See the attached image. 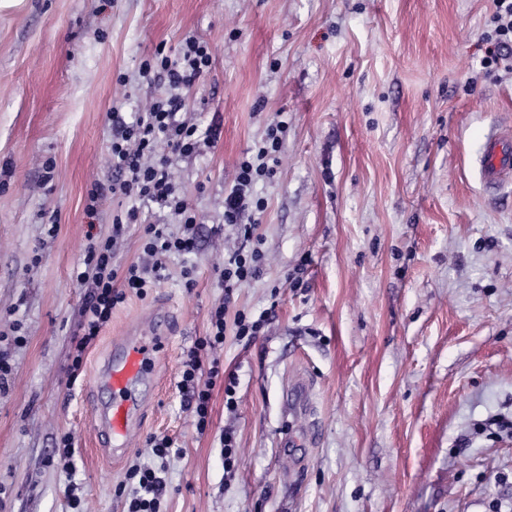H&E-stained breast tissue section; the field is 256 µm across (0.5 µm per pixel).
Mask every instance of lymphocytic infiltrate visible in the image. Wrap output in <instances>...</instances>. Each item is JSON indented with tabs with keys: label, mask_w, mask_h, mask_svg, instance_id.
I'll list each match as a JSON object with an SVG mask.
<instances>
[{
	"label": "lymphocytic infiltrate",
	"mask_w": 512,
	"mask_h": 512,
	"mask_svg": "<svg viewBox=\"0 0 512 512\" xmlns=\"http://www.w3.org/2000/svg\"><path fill=\"white\" fill-rule=\"evenodd\" d=\"M493 3L495 36L488 41L485 57L489 66L512 60V0ZM212 63L209 44L194 37L186 38L174 56L164 46H157L153 54L141 60L139 73L157 83L158 91L133 118H126L116 107L108 114L112 122V181L107 185L93 184L86 198L85 214L89 220H96L102 200L109 195L124 199L127 206L113 214L110 236L90 239L82 267L76 272L78 283L88 293L82 309V334L74 345L68 368L69 383H76L82 374L85 352L111 320L113 309L125 301L128 293L142 296L147 289L156 287L170 255L187 254L196 247V214L171 166L173 158L193 156L202 140L216 138L212 131L204 137L199 135L185 98L186 92L210 72ZM285 127L282 121L268 127L255 153L239 163L235 184L224 197V223L236 228L239 244L228 251L219 274L224 298L211 313L207 335L185 355L178 382L200 432L210 423V401L216 384L224 386L225 408L231 411L236 405L235 384L222 381L215 350L230 334L240 340L255 339L272 318L268 309L255 317L236 309L234 292L258 275L264 259L262 237L252 219L253 214L263 211L264 202L254 195L253 186L259 178L271 174L268 162L281 149ZM151 204L166 210L178 224V232H170L164 224H143L142 261L125 266L115 263L117 245L130 225L142 224V211ZM129 478L134 486L128 512H160L164 478L154 469L141 467L132 469Z\"/></svg>",
	"instance_id": "f902f5d3"
}]
</instances>
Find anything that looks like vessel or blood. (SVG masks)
<instances>
[{
    "label": "vessel or blood",
    "mask_w": 512,
    "mask_h": 512,
    "mask_svg": "<svg viewBox=\"0 0 512 512\" xmlns=\"http://www.w3.org/2000/svg\"><path fill=\"white\" fill-rule=\"evenodd\" d=\"M499 141V134L490 136L488 151L481 163L483 182L491 188L512 181V160L501 153ZM155 349L156 344L150 336L127 337L97 376L110 399L102 408L92 411L95 430L118 446L128 444L131 425L140 412L134 391L148 379Z\"/></svg>",
    "instance_id": "vessel-or-blood-1"
}]
</instances>
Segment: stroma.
I'll list each match as a JSON object with an SVG mask.
<instances>
[{"mask_svg":"<svg viewBox=\"0 0 512 512\" xmlns=\"http://www.w3.org/2000/svg\"><path fill=\"white\" fill-rule=\"evenodd\" d=\"M493 12V0H0V354L12 366L0 512H75L78 487L82 512H128L135 465L160 470L162 512H512V184L489 194L478 165L488 133L512 131V72L482 63ZM188 37L214 58L191 117L219 130L174 169L197 247L127 295L68 385L85 299L75 271L121 206L84 213L92 184L112 178L107 114L144 107L154 88L140 60ZM279 120V163L254 188L265 260L235 294L236 309L273 317L218 350L236 410L216 384L200 433L181 362L224 295V192ZM143 331L163 353L117 455L95 438L93 373ZM153 435L172 439L166 459Z\"/></svg>","mask_w":512,"mask_h":512,"instance_id":"1","label":"stroma"}]
</instances>
